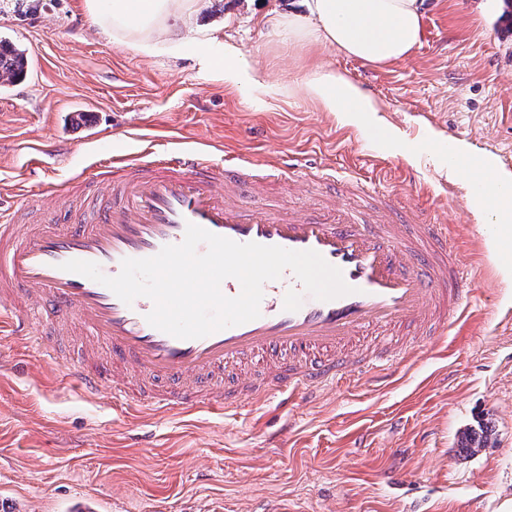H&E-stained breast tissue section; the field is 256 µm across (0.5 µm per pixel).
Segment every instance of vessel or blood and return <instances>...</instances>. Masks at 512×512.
Returning a JSON list of instances; mask_svg holds the SVG:
<instances>
[{
    "label": "vessel or blood",
    "mask_w": 512,
    "mask_h": 512,
    "mask_svg": "<svg viewBox=\"0 0 512 512\" xmlns=\"http://www.w3.org/2000/svg\"><path fill=\"white\" fill-rule=\"evenodd\" d=\"M100 171L72 180L81 195L71 228L54 229L58 203L44 195L41 225L0 224V333L35 336L48 328L74 339L67 377L84 393L151 414L175 408L216 415L243 403H287L401 363L402 330L419 339L444 335L468 295V278L444 224L410 221L386 201L371 223L347 209L239 203L243 172L236 159L176 149L142 162L105 148ZM238 243L313 250L339 268L352 294L322 301L292 271L266 282L258 318L196 339H179L147 320L149 298L125 304L106 286L62 270L70 260L97 263L106 276L124 259L155 256L183 241L188 224ZM385 330L379 352L355 344ZM111 360H104V346ZM262 361L261 372L248 365Z\"/></svg>",
    "instance_id": "obj_1"
}]
</instances>
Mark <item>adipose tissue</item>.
Instances as JSON below:
<instances>
[{"label": "adipose tissue", "instance_id": "ef3b65f1", "mask_svg": "<svg viewBox=\"0 0 512 512\" xmlns=\"http://www.w3.org/2000/svg\"><path fill=\"white\" fill-rule=\"evenodd\" d=\"M303 4L304 12L280 11L268 17V24L291 40L378 66L406 59L421 39L423 0H303ZM84 6L98 31L151 57L187 44L204 0H84ZM202 56L225 86L267 95L282 91L264 69L244 64L234 41H225L216 53L203 50ZM300 88L323 111L361 129L380 147L405 151L399 131L378 120L379 106L370 93L331 63L312 65ZM481 178L493 187L490 211L501 226L496 243L506 255L502 267L511 275L512 172L490 163Z\"/></svg>", "mask_w": 512, "mask_h": 512}]
</instances>
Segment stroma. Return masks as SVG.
Wrapping results in <instances>:
<instances>
[{
    "label": "stroma",
    "mask_w": 512,
    "mask_h": 512,
    "mask_svg": "<svg viewBox=\"0 0 512 512\" xmlns=\"http://www.w3.org/2000/svg\"><path fill=\"white\" fill-rule=\"evenodd\" d=\"M300 0H207L199 17L217 40L285 93L231 90L203 70L198 47L146 57L102 36L83 0H0V40L24 49L25 77L0 85V217L36 221L55 192L59 228L70 226L71 175L100 144L142 154L177 146L235 151L293 168L294 178L246 190L242 206L318 207L346 202L343 181L408 203L448 236L476 283L461 316L389 376L219 417L175 410L151 416L83 395L63 360L39 358L26 340L0 335V512H261L280 500L304 512H512V278L497 270L484 223L437 146L466 141L473 155L512 170V30L504 0H424L423 36L405 60L378 67L336 51L308 50L276 33L270 9ZM328 58L426 151L384 152L324 112L297 86ZM335 169L341 183L303 180ZM485 417L495 441L471 457L459 432Z\"/></svg>",
    "instance_id": "1"
}]
</instances>
